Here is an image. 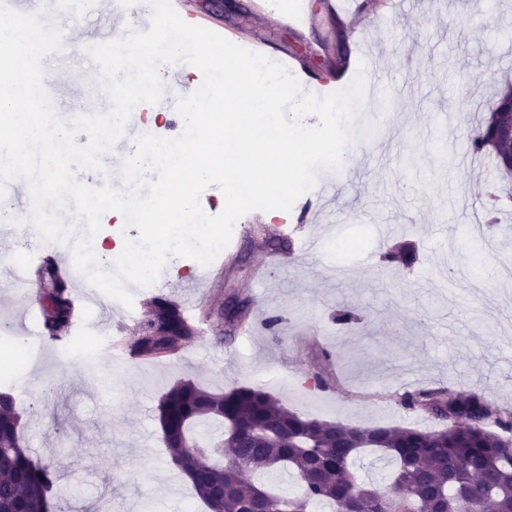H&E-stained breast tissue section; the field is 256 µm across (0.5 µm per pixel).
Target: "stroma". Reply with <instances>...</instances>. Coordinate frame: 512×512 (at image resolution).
<instances>
[{
  "instance_id": "1",
  "label": "stroma",
  "mask_w": 512,
  "mask_h": 512,
  "mask_svg": "<svg viewBox=\"0 0 512 512\" xmlns=\"http://www.w3.org/2000/svg\"><path fill=\"white\" fill-rule=\"evenodd\" d=\"M252 2L197 6L225 30L286 47L322 75L340 54L355 53L366 80L386 78L401 92L366 89L354 130L378 125L381 133L354 139L339 171L319 172L329 189L313 251L283 246L285 264L260 279L270 231L265 212L252 211L238 221L232 268L203 289L200 310L186 307L184 290L205 268L175 257L156 287L137 293L130 316L115 314L105 296L92 306L107 336L92 366L62 365L59 342L29 336L36 354L28 376L0 384V393L15 400L27 448L57 473L56 512H203L158 421L161 397L181 381L218 393L263 387L276 375L283 385L271 393L292 411L366 427L437 428L401 398L443 386L512 411V329L496 321L512 310V286L498 276L512 257V215L499 214L487 238L467 234L490 194L507 186L468 138L502 80H512V0H490L480 12L468 0H401L392 15L371 0L367 38L356 47L324 18L316 31L296 34L279 2L255 19ZM43 65L69 110L95 111L103 91L89 58L50 55ZM405 240L416 244L417 261L382 265L381 254ZM341 266L348 276L336 277ZM157 296L183 305L194 342L153 358L114 352ZM233 297L250 301L252 325L230 336L222 312ZM345 309L359 318L347 329L335 322Z\"/></svg>"
}]
</instances>
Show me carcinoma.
Wrapping results in <instances>:
<instances>
[{
  "label": "carcinoma",
  "instance_id": "cac0c4a2",
  "mask_svg": "<svg viewBox=\"0 0 512 512\" xmlns=\"http://www.w3.org/2000/svg\"><path fill=\"white\" fill-rule=\"evenodd\" d=\"M494 114L470 136L472 153L489 155L500 168L512 149L500 134ZM44 294L57 305L44 313L50 338L69 332L73 302L64 281L45 268ZM180 307L155 298L139 325L140 339L128 346L133 356L175 353L195 339L187 325L179 336L160 335L161 326L181 318ZM403 407L429 411L441 429L361 427L306 418L288 410L268 391L236 386L208 392L191 381L172 387L158 405L159 420L171 460L190 479L209 512H243L247 505L310 512L327 504L336 512H512V446L501 433L512 432V414L476 393L449 389L421 390L401 398ZM215 422L220 434L200 436ZM495 424L499 431L490 429ZM0 512H43L57 497L50 465L22 445L20 416L14 399L0 393ZM371 451L392 466L381 481L355 475L358 457ZM286 470L296 475L301 493L286 496L242 476Z\"/></svg>",
  "mask_w": 512,
  "mask_h": 512
}]
</instances>
